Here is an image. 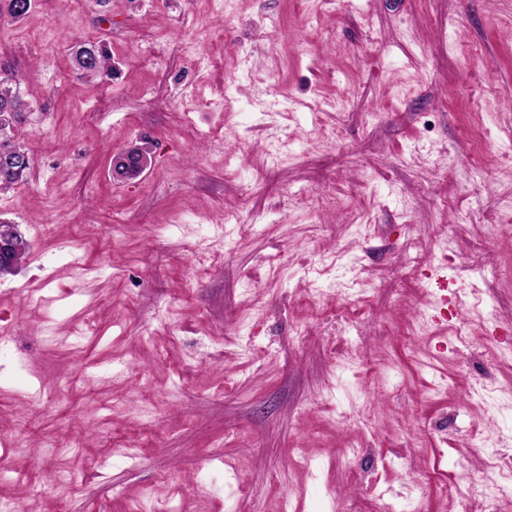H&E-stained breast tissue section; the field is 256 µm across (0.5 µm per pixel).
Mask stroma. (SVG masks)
I'll list each match as a JSON object with an SVG mask.
<instances>
[{
  "label": "stroma",
  "instance_id": "stroma-1",
  "mask_svg": "<svg viewBox=\"0 0 512 512\" xmlns=\"http://www.w3.org/2000/svg\"><path fill=\"white\" fill-rule=\"evenodd\" d=\"M97 40L112 80L76 67ZM6 63L31 165L0 221L30 248L0 277V443L24 430L28 480L0 496L387 512L512 453V0H34Z\"/></svg>",
  "mask_w": 512,
  "mask_h": 512
}]
</instances>
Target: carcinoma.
Here are the masks:
<instances>
[{"mask_svg":"<svg viewBox=\"0 0 512 512\" xmlns=\"http://www.w3.org/2000/svg\"><path fill=\"white\" fill-rule=\"evenodd\" d=\"M32 0H0V16L13 21L26 16ZM77 67L88 76L110 78L114 70L112 56L100 43L82 44L75 53ZM15 78L0 77V192H6L27 177L30 169L28 149L13 141L11 131L27 120L28 104L13 86Z\"/></svg>","mask_w":512,"mask_h":512,"instance_id":"1","label":"carcinoma"}]
</instances>
